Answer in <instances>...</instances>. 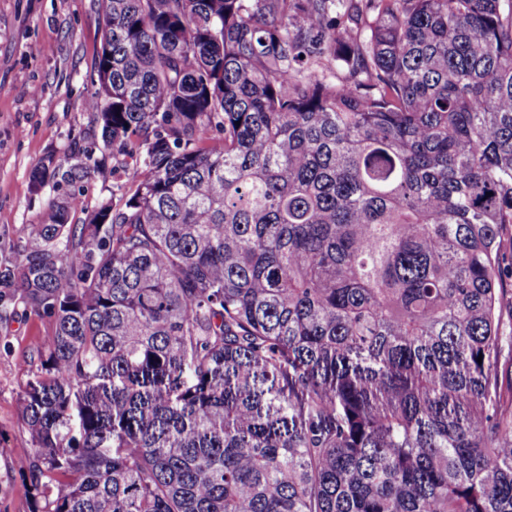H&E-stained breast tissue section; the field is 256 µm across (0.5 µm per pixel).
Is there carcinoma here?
Instances as JSON below:
<instances>
[{"instance_id": "cac0c4a2", "label": "carcinoma", "mask_w": 512, "mask_h": 512, "mask_svg": "<svg viewBox=\"0 0 512 512\" xmlns=\"http://www.w3.org/2000/svg\"><path fill=\"white\" fill-rule=\"evenodd\" d=\"M102 29L100 135L32 184L135 177L0 230V321L51 325L32 512H512V0H105ZM112 177L107 175L106 178L96 177L85 181L79 187V193L92 209L102 200L109 199L112 196Z\"/></svg>"}]
</instances>
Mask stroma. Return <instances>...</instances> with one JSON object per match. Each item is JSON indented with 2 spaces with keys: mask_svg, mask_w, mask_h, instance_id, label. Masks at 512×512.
<instances>
[{
  "mask_svg": "<svg viewBox=\"0 0 512 512\" xmlns=\"http://www.w3.org/2000/svg\"><path fill=\"white\" fill-rule=\"evenodd\" d=\"M103 10V0H0V227L40 223L55 190L34 195L33 168L93 127L87 98ZM48 329L29 313L0 322V512L33 508L15 466L32 451L20 400L39 372L31 350Z\"/></svg>",
  "mask_w": 512,
  "mask_h": 512,
  "instance_id": "obj_1",
  "label": "stroma"
}]
</instances>
